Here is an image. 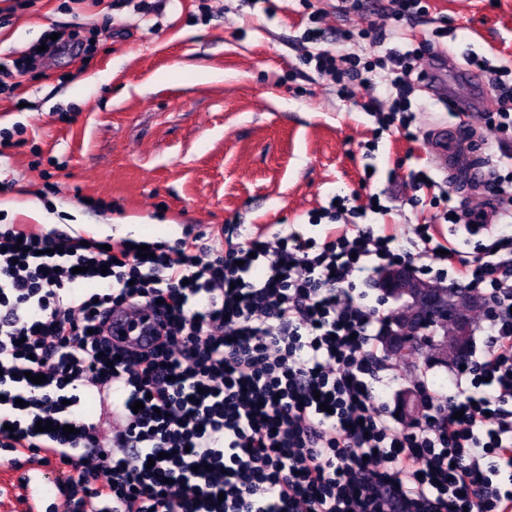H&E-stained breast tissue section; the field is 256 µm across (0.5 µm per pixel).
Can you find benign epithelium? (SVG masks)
Here are the masks:
<instances>
[{"label": "benign epithelium", "mask_w": 512, "mask_h": 512, "mask_svg": "<svg viewBox=\"0 0 512 512\" xmlns=\"http://www.w3.org/2000/svg\"><path fill=\"white\" fill-rule=\"evenodd\" d=\"M418 273L408 264L385 271L379 281V288L385 298L402 300L408 311L391 319L385 327L383 336L387 350L394 352L403 348L411 339L422 335L427 325L440 326L450 320L458 325V335L448 341V347L454 353L459 365L465 363L464 344L467 339L468 313L478 308L488 310V302L475 291L448 290L451 299L442 294H426L418 285Z\"/></svg>", "instance_id": "benign-epithelium-1"}]
</instances>
